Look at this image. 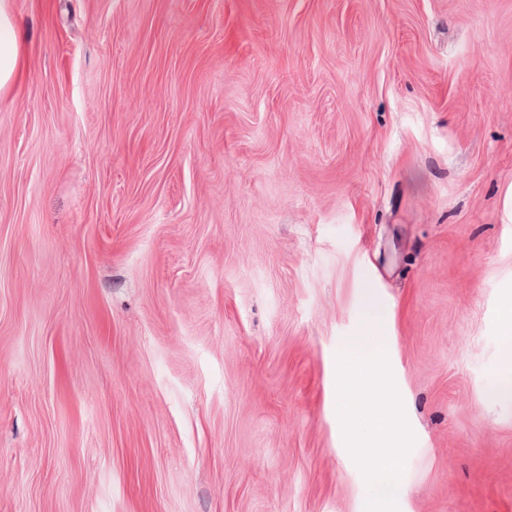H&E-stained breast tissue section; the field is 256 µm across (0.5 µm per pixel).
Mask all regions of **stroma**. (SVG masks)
<instances>
[{
  "label": "stroma",
  "instance_id": "35a3bbf8",
  "mask_svg": "<svg viewBox=\"0 0 512 512\" xmlns=\"http://www.w3.org/2000/svg\"><path fill=\"white\" fill-rule=\"evenodd\" d=\"M0 512H363L366 297L398 512H512V0H11Z\"/></svg>",
  "mask_w": 512,
  "mask_h": 512
}]
</instances>
